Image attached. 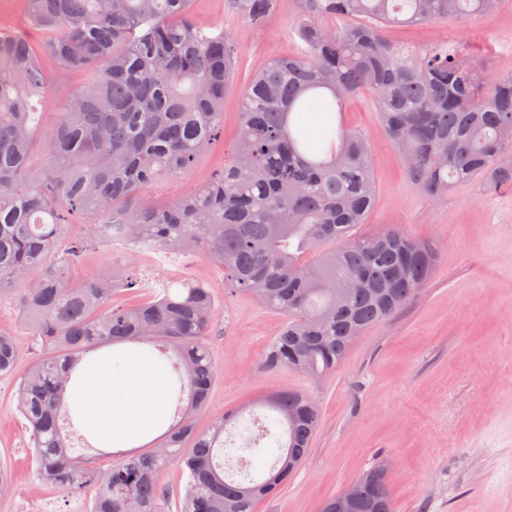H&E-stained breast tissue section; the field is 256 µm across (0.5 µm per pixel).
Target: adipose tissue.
Listing matches in <instances>:
<instances>
[{
	"mask_svg": "<svg viewBox=\"0 0 512 512\" xmlns=\"http://www.w3.org/2000/svg\"><path fill=\"white\" fill-rule=\"evenodd\" d=\"M174 380L146 357L96 349L71 374L75 427L96 448H135L168 426Z\"/></svg>",
	"mask_w": 512,
	"mask_h": 512,
	"instance_id": "1",
	"label": "adipose tissue"
}]
</instances>
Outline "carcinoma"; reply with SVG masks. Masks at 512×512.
Returning a JSON list of instances; mask_svg holds the SVG:
<instances>
[{"instance_id":"cac0c4a2","label":"carcinoma","mask_w":512,"mask_h":512,"mask_svg":"<svg viewBox=\"0 0 512 512\" xmlns=\"http://www.w3.org/2000/svg\"><path fill=\"white\" fill-rule=\"evenodd\" d=\"M192 0H27L35 48L0 37V297L20 293L23 316L48 352L18 377L15 408L29 430L39 476L71 495L95 491L91 512H165L160 485L176 461L188 481L179 512H255L302 465L320 410L305 392L265 401L260 433L236 447L224 432L244 410L200 430L195 419L216 380L207 286L176 277L138 302L114 299L123 275L106 269L76 285L68 261L50 263L65 225L80 215L102 243L124 240L137 259L198 246L224 269L231 293L284 317L264 367L307 376L336 372L353 343L410 303L431 279L433 244L398 230L359 234L375 203L371 147L358 132L307 112H340L357 93L376 103L407 176L433 200L462 183L487 194L512 188V75L487 79L450 42L420 53L390 43L393 25L495 12L501 0H300L301 55L278 56L249 81L233 160L170 203L142 190L179 179L224 134L234 46L190 19ZM259 27L276 0H229ZM48 55L78 86L52 85ZM64 99L39 132L40 101ZM143 345L179 382L178 418L143 453L109 464L69 454L58 423L68 366L101 344ZM13 338L0 334V374L15 372ZM275 459L267 477L224 468L247 456ZM376 466L352 483L357 512H392Z\"/></svg>"}]
</instances>
